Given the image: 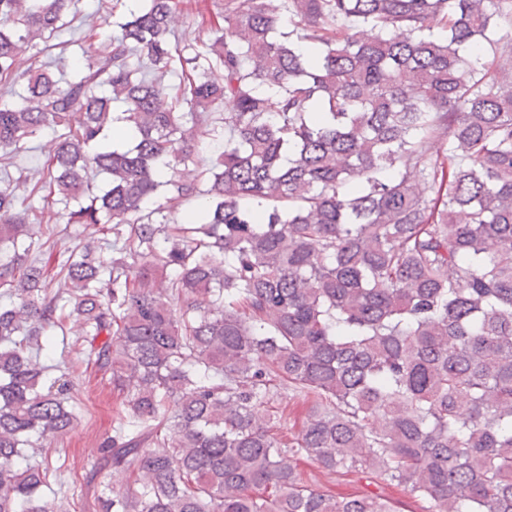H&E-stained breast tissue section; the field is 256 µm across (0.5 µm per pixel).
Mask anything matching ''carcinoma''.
I'll return each mask as SVG.
<instances>
[{
    "mask_svg": "<svg viewBox=\"0 0 512 512\" xmlns=\"http://www.w3.org/2000/svg\"><path fill=\"white\" fill-rule=\"evenodd\" d=\"M177 6L89 26L100 50L62 87L17 61L69 27L65 0H0V78L23 88L0 153L57 132L42 207L0 189V512L76 509L49 459L22 465L78 423L39 359L68 322L64 351L125 393L100 453L138 487L101 512H399L300 459L422 512H512V0H224L204 53L171 46ZM119 121L133 145L91 151ZM163 193L205 201L178 224ZM63 199L62 232L94 227L75 247L35 231ZM285 390L311 401L286 446ZM370 479L366 474H350L347 476H337L335 490L339 493H351L353 491H373L383 492L390 500L399 502L401 512H421L419 505L413 503L405 494L396 487H377L370 484Z\"/></svg>",
    "mask_w": 512,
    "mask_h": 512,
    "instance_id": "cac0c4a2",
    "label": "carcinoma"
}]
</instances>
